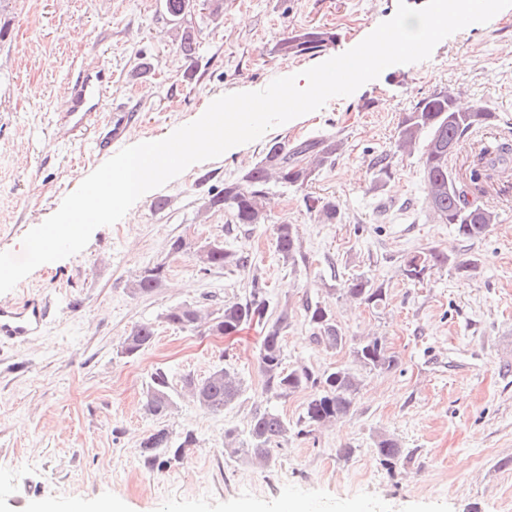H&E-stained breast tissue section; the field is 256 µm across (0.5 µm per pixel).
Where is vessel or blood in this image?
<instances>
[{
    "mask_svg": "<svg viewBox=\"0 0 512 512\" xmlns=\"http://www.w3.org/2000/svg\"><path fill=\"white\" fill-rule=\"evenodd\" d=\"M112 83L109 69L96 65L82 70L68 84L58 104L57 121L68 133L84 134L95 113H108L103 127L97 128L93 149L110 152L117 146L129 123L125 110L113 106L107 95ZM51 303L46 298H30L21 302H0V342L21 340L36 335L47 324Z\"/></svg>",
    "mask_w": 512,
    "mask_h": 512,
    "instance_id": "obj_1",
    "label": "vessel or blood"
}]
</instances>
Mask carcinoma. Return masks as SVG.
Listing matches in <instances>:
<instances>
[{"mask_svg": "<svg viewBox=\"0 0 512 512\" xmlns=\"http://www.w3.org/2000/svg\"><path fill=\"white\" fill-rule=\"evenodd\" d=\"M194 7L193 0H163V9L179 43L183 57L193 60L199 48L201 29L185 23ZM336 42L331 29L310 27L280 39L274 51L282 57H302L315 54ZM497 120L496 113L486 107H464L459 92L441 88L418 98L404 113L398 128L394 153L405 154L425 140L421 155L425 200L434 217L442 224H451L457 235L471 241L483 237L497 223L494 212L469 200V192L453 177L449 163L460 143L476 129ZM341 142L334 136L306 139L292 146L274 140L265 147L253 166L241 170L224 188L211 191L203 198L198 214L203 217L212 210H222L229 223L263 224L267 220V203L272 186L303 189L315 179L317 170L336 158ZM512 163V143L505 140L487 147L480 153V164L495 169ZM306 211L324 224L336 221V203L307 193L303 196ZM276 252L284 263L294 266L301 255L297 230L291 224L276 228ZM200 269L214 267L236 269L245 260L217 243L215 249L197 259ZM451 262V258L435 249L411 253L403 258L402 275L410 282H421L432 270ZM164 266L157 265L144 272L131 287L134 294H146L156 288ZM343 292L350 298L374 308L386 302L385 289L368 277L358 275L345 284ZM264 285L254 277L248 297L224 304L223 314L212 317L197 305H182L164 314L166 321L183 328H203L211 335L222 336L230 330H243L257 325L264 330L258 351V366L264 378L265 390L278 398H286L305 387L314 390L298 419L290 422L274 410L252 415L245 433L234 429L224 431V454L239 461L259 466L272 462L271 446L293 435L306 438L316 429L333 425L354 406L362 387L361 372L389 370L398 364V357L389 351L382 339L367 336L355 339L345 336L331 310L320 302L306 308L309 324L315 330V341L327 349L350 347L352 365L316 372L305 363L285 366L282 332L288 328V308L279 312L274 322H268ZM155 329L150 323L132 329L124 340V350L134 354L149 346ZM195 403L212 413H221L236 405L245 393L243 379L227 367L213 370L199 382L188 381ZM174 407L168 377L157 371L151 377L145 394V409L153 417L167 416ZM376 454L385 465L402 458L404 449L394 437L380 433L374 441ZM172 447L170 433L162 428L146 437L142 443L145 463L155 464L160 450Z\"/></svg>", "mask_w": 512, "mask_h": 512, "instance_id": "1", "label": "carcinoma"}]
</instances>
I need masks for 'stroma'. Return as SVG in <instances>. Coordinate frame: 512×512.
I'll use <instances>...</instances> for the list:
<instances>
[{
  "instance_id": "35a3bbf8",
  "label": "stroma",
  "mask_w": 512,
  "mask_h": 512,
  "mask_svg": "<svg viewBox=\"0 0 512 512\" xmlns=\"http://www.w3.org/2000/svg\"><path fill=\"white\" fill-rule=\"evenodd\" d=\"M397 7L398 0H224L222 24L203 25L188 61L160 0H8L0 12V251L21 254L26 233L103 163L56 124L60 93L82 68L111 69L112 102L134 115L127 147L167 137L221 95L264 89L349 50ZM316 26L335 31V44L312 56L274 53L279 39ZM443 87L498 115L450 162L471 198L498 215L468 242L433 218L417 155L394 152L403 114ZM320 135L336 136L342 150L307 191L336 202L335 223L310 216L302 191L278 186L265 223L232 230L223 212L198 218L208 188L254 164L267 141ZM506 139L512 7L442 40L427 60L388 67L352 95L190 166L119 222L97 228L80 253L35 268L4 295L46 296L52 314L36 336L0 344V512H38L46 503L53 512H72L75 503L98 512L112 497L122 512H283L291 500L308 512H512V176L471 178L481 150ZM386 154L392 172L376 178L374 161ZM159 199L168 203L162 214L154 208ZM280 224L294 225L302 242L296 266L275 251ZM179 237L190 250L171 251ZM209 242L247 257L249 266L201 272L193 249ZM431 248L450 255L451 265L407 281L404 256ZM461 263L472 271H458ZM159 264L160 286L132 294V282ZM357 275L382 285L385 305L343 295ZM255 276L270 313H290L286 365L324 371L351 361L348 350L313 341L306 306L315 302L331 309L346 335L382 337L398 357L393 369L365 375L347 416L308 439H289L268 467L225 455V430H246L264 409L296 421L311 390L266 393L260 327L228 339L164 318L184 304L221 313L225 302L248 295ZM141 323L153 325V342L125 354V337ZM224 366L244 380L241 402L221 413L199 408L187 379ZM159 370L175 402L163 418L143 407ZM159 428L176 440L192 432L197 442L179 461L146 465L139 448ZM381 432L404 449L390 469L375 452ZM342 448L349 457L339 456Z\"/></svg>"
}]
</instances>
